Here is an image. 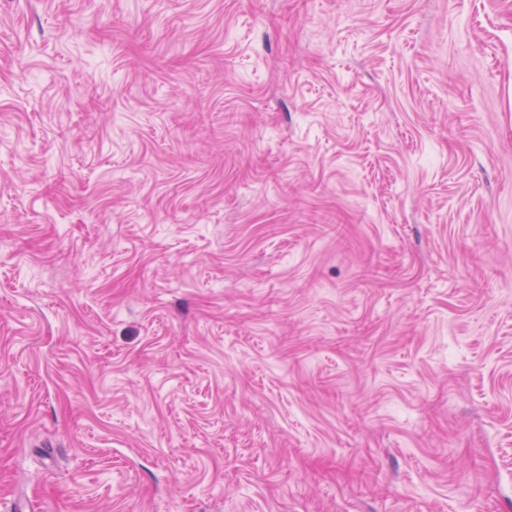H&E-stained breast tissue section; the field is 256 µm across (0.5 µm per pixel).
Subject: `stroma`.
I'll return each instance as SVG.
<instances>
[{
    "label": "stroma",
    "instance_id": "obj_1",
    "mask_svg": "<svg viewBox=\"0 0 512 512\" xmlns=\"http://www.w3.org/2000/svg\"><path fill=\"white\" fill-rule=\"evenodd\" d=\"M512 512V0H0V512Z\"/></svg>",
    "mask_w": 512,
    "mask_h": 512
}]
</instances>
